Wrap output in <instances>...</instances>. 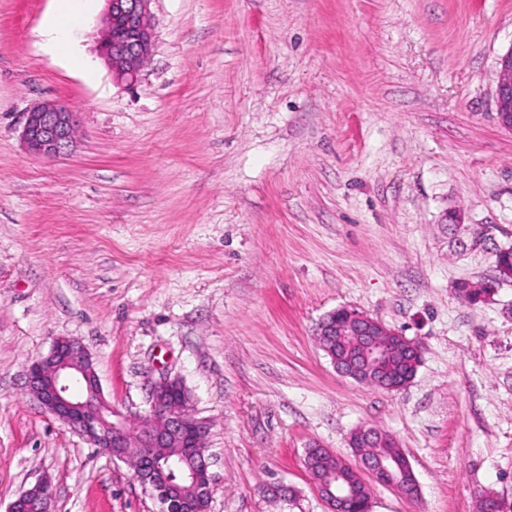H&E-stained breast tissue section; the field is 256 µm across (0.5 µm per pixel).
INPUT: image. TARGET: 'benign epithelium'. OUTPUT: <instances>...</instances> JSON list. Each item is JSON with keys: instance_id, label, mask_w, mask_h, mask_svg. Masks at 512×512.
<instances>
[{"instance_id": "obj_1", "label": "benign epithelium", "mask_w": 512, "mask_h": 512, "mask_svg": "<svg viewBox=\"0 0 512 512\" xmlns=\"http://www.w3.org/2000/svg\"><path fill=\"white\" fill-rule=\"evenodd\" d=\"M100 55L108 64L114 79L132 84L138 81L143 65L155 48V35L149 20L151 0H106ZM496 112L499 124L512 131V48L499 59V80L496 88ZM76 113L64 104L44 101L24 113L20 139L28 151L43 158H57L73 146L76 134ZM320 335L340 342L346 336L359 338L358 350L350 359L339 363L332 360L336 371L361 382L367 378L384 381L382 357L378 340L385 337L415 354L420 346L400 331L392 329L365 312L350 308L337 309L333 318L321 322ZM28 387L40 407L62 423L81 434L101 453L124 460L122 449L136 442L142 448H167L188 440L198 449L200 460L189 478L195 488L212 492L213 476L209 455L206 454L205 423L195 419L181 404L171 403L170 396L181 384L164 377L150 388L151 410L164 411L139 430L130 429L117 418L112 404L106 399L91 355L77 339L58 337L49 352L28 367ZM384 442L383 432L376 428L359 427L350 437L355 460H343L355 480H343L336 475V492L322 493L329 512H343L347 495L356 491L354 482L365 483L364 475L403 493L395 478L396 461L364 455L366 448H378ZM160 500L166 512H185V499L177 483L170 481ZM7 512H52V492L46 483L22 492L12 501Z\"/></svg>"}]
</instances>
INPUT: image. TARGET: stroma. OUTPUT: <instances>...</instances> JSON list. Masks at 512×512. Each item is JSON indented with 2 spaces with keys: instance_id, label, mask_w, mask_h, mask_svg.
I'll list each match as a JSON object with an SVG mask.
<instances>
[{
  "instance_id": "35a3bbf8",
  "label": "stroma",
  "mask_w": 512,
  "mask_h": 512,
  "mask_svg": "<svg viewBox=\"0 0 512 512\" xmlns=\"http://www.w3.org/2000/svg\"><path fill=\"white\" fill-rule=\"evenodd\" d=\"M55 8L0 0V512L45 480L54 512L161 510L30 395L61 336L130 423L154 380L189 391L208 512H327L305 451L351 458L362 425L421 489L372 483L371 512L512 503V281L455 293L512 248V0H152L132 86L98 55L106 0L83 5L80 68L42 45ZM46 100L78 119L56 159L19 138ZM341 307L420 342L405 388L336 372L317 330ZM496 112L499 124L512 131V48L499 59Z\"/></svg>"
}]
</instances>
